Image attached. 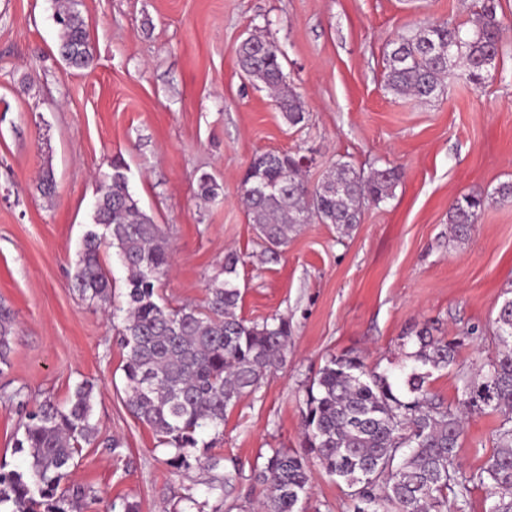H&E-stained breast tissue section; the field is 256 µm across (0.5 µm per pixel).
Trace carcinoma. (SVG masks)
Wrapping results in <instances>:
<instances>
[{"label":"carcinoma","instance_id":"cac0c4a2","mask_svg":"<svg viewBox=\"0 0 512 512\" xmlns=\"http://www.w3.org/2000/svg\"><path fill=\"white\" fill-rule=\"evenodd\" d=\"M58 53L75 70L94 61L86 22L78 0H56ZM471 27L436 21L396 36L387 52L386 84L396 96L417 102L438 98L451 68L461 64L466 84L479 85L496 71L507 44L498 15L500 0H478ZM241 72L273 93L291 126L305 122L299 92L284 83L278 44L252 34L236 48ZM299 155L267 151L256 155V177L244 178L238 199L257 237L272 255L288 246L291 235L310 221L333 224L348 234L360 221L366 202L379 203L392 194L401 172L374 169L368 174L350 163L336 162L322 183L345 185L344 191L309 188ZM93 228L83 236L74 281L82 297L111 307L112 277L100 257L104 241L117 249L127 269L120 344L126 350L125 404L150 426L158 443L174 449L175 467L191 462L210 468L221 459L198 453L199 436L220 434L227 411L254 392L284 356L292 334L286 317L261 323L237 314L242 290L238 283L240 255L224 254V278L207 285L202 308H171L160 303L158 287L171 263V250L161 225L154 223L130 192L124 167L112 163L96 197ZM485 197L465 194L454 201L448 223L452 237L465 240L484 209ZM104 233H99L97 227ZM498 306L497 355L478 380L459 377L458 402L451 406L429 387L434 373L456 363L461 340L435 336L428 327L407 337L417 349L400 374L378 372L352 352L330 357L305 390L301 450L274 449L254 481L263 491L251 512H299L310 497L309 459L348 488L352 512H468L473 486H485L487 512H512V296ZM15 316L0 303V360L6 361ZM7 400L24 411L22 437L15 452L26 465L15 470L0 463V508L8 512H69L91 492L76 486L61 489L83 445L97 438L92 423L93 385H77L64 404L46 399L30 404L18 389ZM497 413L498 449L483 470L466 474L458 459L465 414ZM237 464L224 467V482L207 493L234 486ZM453 499H448V494Z\"/></svg>","mask_w":512,"mask_h":512}]
</instances>
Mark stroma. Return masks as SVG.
<instances>
[{
	"instance_id": "obj_1",
	"label": "stroma",
	"mask_w": 512,
	"mask_h": 512,
	"mask_svg": "<svg viewBox=\"0 0 512 512\" xmlns=\"http://www.w3.org/2000/svg\"><path fill=\"white\" fill-rule=\"evenodd\" d=\"M92 69L57 53L54 0H0V302L15 313L0 366V462L23 466L13 442L20 417L5 394L65 402L94 383L98 437L68 484L94 495L76 512H231L256 498L252 477L272 449L295 450L307 385L330 356L360 354L369 367L401 363L403 336L428 326L461 339L455 367L430 389L456 404L458 371H484L496 352L497 299L512 290V205L493 200L512 181V49L481 86L448 76L439 100L420 104L385 85V53L398 34L427 23H467L476 0H79ZM251 34L273 37L284 73L305 102L288 126L263 85L240 71L235 50ZM314 156L310 184L331 165L400 167L392 197L367 204L350 235L305 224L278 256L264 253L237 201L256 154ZM126 168L142 209L165 230L172 264L159 285L171 307L200 306L227 250L242 257L238 313L292 322L288 349L260 387L227 415L209 455L236 459L228 496L207 495L223 469L172 467L170 453L125 405L121 320L74 286L77 254L112 161ZM51 167L53 197L38 177ZM224 200L200 199L201 177ZM487 195L465 242L448 237V211ZM496 414H469L459 459L465 472L497 450ZM118 448H110V441ZM307 512H351L346 487L310 464Z\"/></svg>"
}]
</instances>
